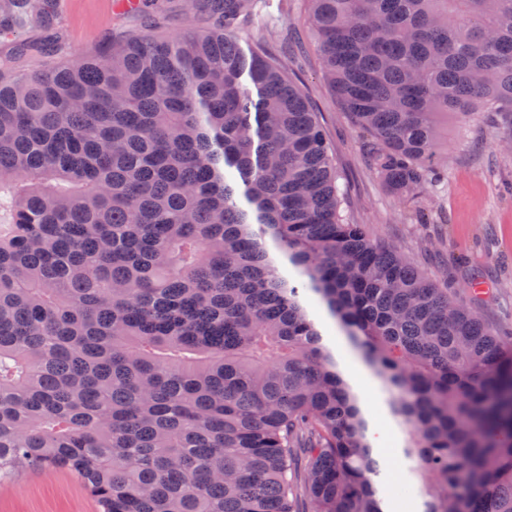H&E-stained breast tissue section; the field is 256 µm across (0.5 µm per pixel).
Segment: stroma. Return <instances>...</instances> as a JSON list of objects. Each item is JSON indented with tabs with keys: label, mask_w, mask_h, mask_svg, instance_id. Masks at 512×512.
Segmentation results:
<instances>
[{
	"label": "stroma",
	"mask_w": 512,
	"mask_h": 512,
	"mask_svg": "<svg viewBox=\"0 0 512 512\" xmlns=\"http://www.w3.org/2000/svg\"><path fill=\"white\" fill-rule=\"evenodd\" d=\"M158 2L159 10L147 18L115 10V0H59L61 56H83L108 37L141 34L153 22L169 33L207 25L205 10L185 14L180 0ZM307 10L306 0H260L257 16L240 19L235 36L244 51L258 48L275 59L308 97L343 175L350 222L365 225L433 278L464 286V304L488 325L512 332V123L501 114L464 129L449 123L448 174L429 193L428 223H416L406 202L374 175L364 132L324 81ZM306 306L359 396L379 465L373 481L387 512H424L428 487L403 453L408 431L390 410L389 391L351 349L318 296L308 294ZM0 512H97V505L73 473L47 468L0 484Z\"/></svg>",
	"instance_id": "35a3bbf8"
}]
</instances>
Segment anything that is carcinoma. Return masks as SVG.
<instances>
[{
    "label": "carcinoma",
    "mask_w": 512,
    "mask_h": 512,
    "mask_svg": "<svg viewBox=\"0 0 512 512\" xmlns=\"http://www.w3.org/2000/svg\"><path fill=\"white\" fill-rule=\"evenodd\" d=\"M201 1L205 31L30 70L56 48L13 17L49 28L58 0H0V483L66 469L98 512H383L309 291L390 391L424 512H512V341L349 223L308 100L232 34L259 0ZM307 2L373 173L421 214L448 119L512 115V0Z\"/></svg>",
    "instance_id": "carcinoma-1"
}]
</instances>
